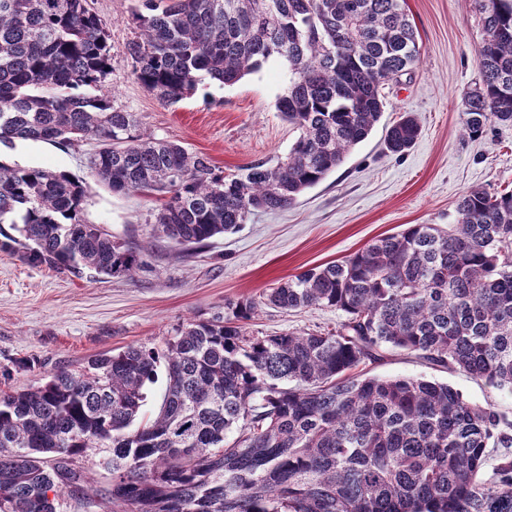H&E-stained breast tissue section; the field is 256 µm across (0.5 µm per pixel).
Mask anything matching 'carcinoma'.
<instances>
[{
    "instance_id": "cac0c4a2",
    "label": "carcinoma",
    "mask_w": 512,
    "mask_h": 512,
    "mask_svg": "<svg viewBox=\"0 0 512 512\" xmlns=\"http://www.w3.org/2000/svg\"><path fill=\"white\" fill-rule=\"evenodd\" d=\"M468 2L484 37L462 129L479 137L512 124V0ZM131 21L133 75L166 105L287 62L276 108L298 136L286 160L226 175L143 132L103 90L112 55L87 0H0V145L96 140L91 176L161 201L155 231L183 247L284 209L334 172L380 121L385 86L420 59L405 0H138ZM418 134L404 115L386 148L401 155ZM85 199L68 172L0 161V224L17 232L0 230V249L95 281L133 277L139 253L86 223ZM264 306L344 319L267 334L252 328ZM225 308L160 350L131 345L0 390V512H56L103 454L101 512H512L504 415L446 383L358 371L398 348L512 391V191L471 188L448 229L409 224ZM161 366L165 390L143 422Z\"/></svg>"
}]
</instances>
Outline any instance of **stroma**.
<instances>
[{
    "mask_svg": "<svg viewBox=\"0 0 512 512\" xmlns=\"http://www.w3.org/2000/svg\"><path fill=\"white\" fill-rule=\"evenodd\" d=\"M106 25L112 71L105 87L114 104L136 113L141 127L210 158L231 174L255 161L286 159L297 137L276 110L288 85L286 62L272 60L239 83L209 82L168 106L134 78L126 45L134 36L135 0H88ZM421 46L416 67L387 86L386 110L345 162L283 210L259 213L237 232L202 247L158 237L148 218L155 199L116 194L90 182L84 217L114 240L140 248L133 279L91 282L0 251V371L30 358L27 371L0 374V389H23L53 372L79 370L96 355L129 345L163 347L188 321L223 314L230 300L256 297L282 279L340 261L372 239L409 224L448 225L469 188L512 189V125L490 124L477 138L461 134L462 103L481 80L476 59L483 32L467 0H406ZM420 125L404 154L385 149L387 128L400 115ZM94 142L52 145L15 141L0 161L64 170L83 177ZM341 312L316 306L296 312L262 308L254 320L266 333L331 329ZM370 376L425 377L448 383L471 404H494L512 421V394L415 354L387 350L362 365Z\"/></svg>",
    "mask_w": 512,
    "mask_h": 512,
    "instance_id": "stroma-1",
    "label": "stroma"
}]
</instances>
